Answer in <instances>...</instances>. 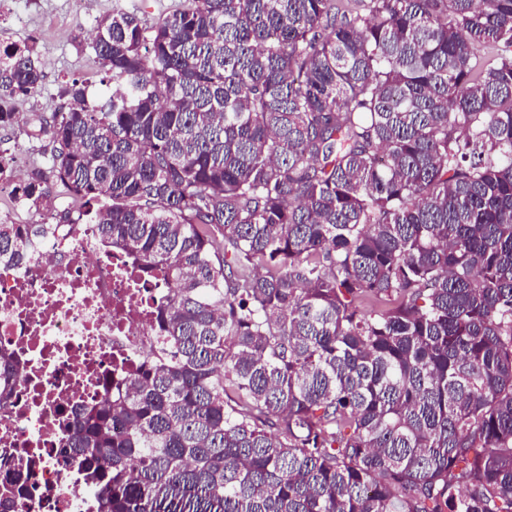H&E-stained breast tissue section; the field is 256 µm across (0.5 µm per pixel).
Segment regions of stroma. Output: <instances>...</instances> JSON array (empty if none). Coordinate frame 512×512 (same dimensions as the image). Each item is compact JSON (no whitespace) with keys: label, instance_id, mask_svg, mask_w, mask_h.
Wrapping results in <instances>:
<instances>
[{"label":"stroma","instance_id":"obj_1","mask_svg":"<svg viewBox=\"0 0 512 512\" xmlns=\"http://www.w3.org/2000/svg\"><path fill=\"white\" fill-rule=\"evenodd\" d=\"M181 6L182 0H11L9 10L0 12V26L13 30L15 43L34 45L44 71L37 93L11 102L13 126L0 129V155L10 160L0 179V213L10 214L19 224L45 222L44 211L16 203L12 191L17 175L30 170L33 119L65 109L60 90L67 82H85L92 103L111 94L112 78L93 51L99 21L118 8L151 21Z\"/></svg>","mask_w":512,"mask_h":512}]
</instances>
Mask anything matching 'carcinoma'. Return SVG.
<instances>
[{"instance_id":"1","label":"carcinoma","mask_w":512,"mask_h":512,"mask_svg":"<svg viewBox=\"0 0 512 512\" xmlns=\"http://www.w3.org/2000/svg\"><path fill=\"white\" fill-rule=\"evenodd\" d=\"M14 187L170 288L62 457L92 512H512V0L116 11ZM0 54L3 103L38 92ZM52 224L0 220L23 266Z\"/></svg>"}]
</instances>
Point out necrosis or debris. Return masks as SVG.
<instances>
[{
    "mask_svg": "<svg viewBox=\"0 0 512 512\" xmlns=\"http://www.w3.org/2000/svg\"><path fill=\"white\" fill-rule=\"evenodd\" d=\"M161 276L138 273L91 232L64 227L27 266L0 264V351L22 379L0 384V482L20 477L11 512H89L93 493L58 449L75 412L129 383L156 345Z\"/></svg>",
    "mask_w": 512,
    "mask_h": 512,
    "instance_id": "obj_1",
    "label": "necrosis or debris"
}]
</instances>
